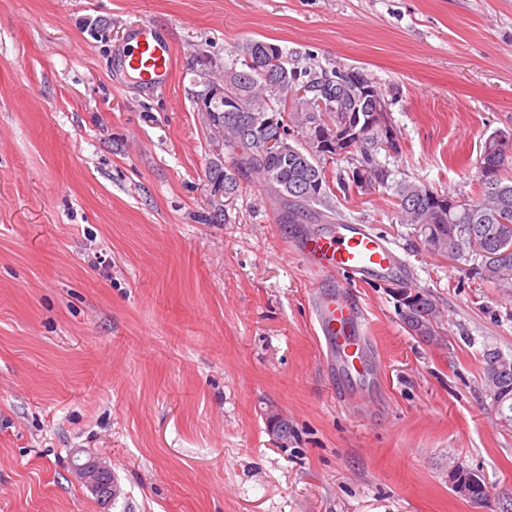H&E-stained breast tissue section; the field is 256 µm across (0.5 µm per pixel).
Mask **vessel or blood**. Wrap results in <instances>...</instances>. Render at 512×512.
<instances>
[{
	"mask_svg": "<svg viewBox=\"0 0 512 512\" xmlns=\"http://www.w3.org/2000/svg\"><path fill=\"white\" fill-rule=\"evenodd\" d=\"M134 46L127 61L147 85L169 80L175 49L152 23H143L134 33ZM290 249L304 262L311 284L312 312L333 369L371 379L375 364L369 355L370 326L366 315L352 301L348 290L355 284L375 281L396 269L389 242L363 224H327L301 233ZM336 280L325 287V277Z\"/></svg>",
	"mask_w": 512,
	"mask_h": 512,
	"instance_id": "b4317fda",
	"label": "vessel or blood"
}]
</instances>
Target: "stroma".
Returning a JSON list of instances; mask_svg holds the SVG:
<instances>
[{
    "mask_svg": "<svg viewBox=\"0 0 512 512\" xmlns=\"http://www.w3.org/2000/svg\"><path fill=\"white\" fill-rule=\"evenodd\" d=\"M145 21L175 47L162 87L124 68ZM247 39L370 74L395 179L475 199L484 141L512 136V0H0V512H512L483 383L487 351L512 357V293L428 250L391 190L334 189L400 258L355 288L380 377L338 402L286 254L302 225L255 180L215 190L198 56ZM399 288L435 297L442 343L405 328ZM90 458L109 504L75 474ZM458 463L486 501L454 492Z\"/></svg>",
    "mask_w": 512,
    "mask_h": 512,
    "instance_id": "obj_1",
    "label": "stroma"
}]
</instances>
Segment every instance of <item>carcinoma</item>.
I'll return each mask as SVG.
<instances>
[{"mask_svg":"<svg viewBox=\"0 0 512 512\" xmlns=\"http://www.w3.org/2000/svg\"><path fill=\"white\" fill-rule=\"evenodd\" d=\"M274 51L281 48L248 39L234 50L231 65L224 66V74L230 76L224 90L234 97L236 105L234 111L227 112V103L220 101L211 113V128L224 134V148L231 159L224 170V194L236 193L239 178L255 175L278 204L279 223L297 224L312 219L318 224H334L336 211L321 212L314 206L326 204L329 198L333 176L327 170V162L336 159V153L310 152L295 139L288 143V155L278 157L239 136L241 124H257L270 111L281 115L285 135L293 127L303 136L315 133L320 126L339 128L346 117L341 103L351 101V92L336 77L337 71L298 69L288 66L286 60L276 64L266 57ZM506 147L507 142L502 139L498 151L482 149L477 171L479 191L468 212L448 215L440 203L427 195L429 187L407 180L395 184L394 199L400 222L418 228L427 246L437 254L460 256L471 250V235H481L482 278L502 288H512V177L493 179L484 174L486 169L512 171V155L507 154ZM379 149L380 140L373 129L352 144L349 153L365 176L357 187L387 184L390 172L377 158ZM400 305L403 322L412 334L429 342L436 340L440 335L439 309L429 292L409 289ZM497 388L501 399L497 410L512 413V370L499 375Z\"/></svg>","mask_w":512,"mask_h":512,"instance_id":"1","label":"carcinoma"}]
</instances>
